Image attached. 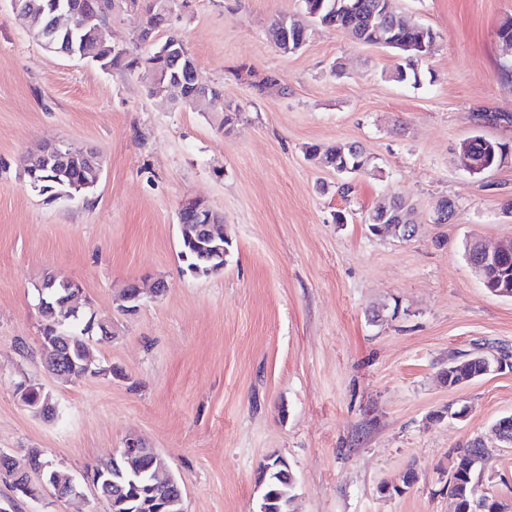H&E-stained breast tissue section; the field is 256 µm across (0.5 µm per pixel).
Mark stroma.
<instances>
[{
	"label": "stroma",
	"instance_id": "35a3bbf8",
	"mask_svg": "<svg viewBox=\"0 0 512 512\" xmlns=\"http://www.w3.org/2000/svg\"><path fill=\"white\" fill-rule=\"evenodd\" d=\"M437 33L419 82L392 79L399 58L315 23L282 53L268 28L302 0H180L155 41L180 37L202 83L239 117L150 96L134 75L45 50L0 0V450L42 449L75 479L140 437L166 459L186 512H258L255 470L283 457L291 512H454L448 454L491 443L481 493L512 505V447L492 426L512 413V371L451 387L450 358L512 352V298L490 294L464 244L512 238V152L473 174L461 143L512 149V53L498 38L512 0H393ZM103 161L84 198L46 203L24 160L45 143ZM357 142L371 168L349 197L313 144ZM398 196L416 232L371 234L368 211ZM197 197L224 217V270L182 273L177 213ZM448 198L452 221L434 208ZM76 279L111 319L94 338L119 376L64 384L40 343L35 286ZM164 279L132 315L114 296ZM30 378L59 413L35 417L16 394ZM464 418H450V411ZM415 469L416 482L402 476ZM84 500L15 497L9 512H107Z\"/></svg>",
	"mask_w": 512,
	"mask_h": 512
}]
</instances>
